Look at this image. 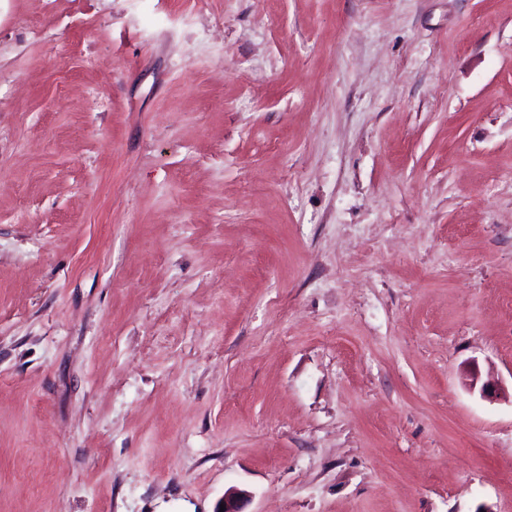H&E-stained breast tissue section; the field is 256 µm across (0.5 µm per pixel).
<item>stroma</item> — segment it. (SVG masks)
Returning a JSON list of instances; mask_svg holds the SVG:
<instances>
[{"label": "stroma", "instance_id": "35a3bbf8", "mask_svg": "<svg viewBox=\"0 0 512 512\" xmlns=\"http://www.w3.org/2000/svg\"><path fill=\"white\" fill-rule=\"evenodd\" d=\"M512 0H0V512H512Z\"/></svg>", "mask_w": 512, "mask_h": 512}]
</instances>
